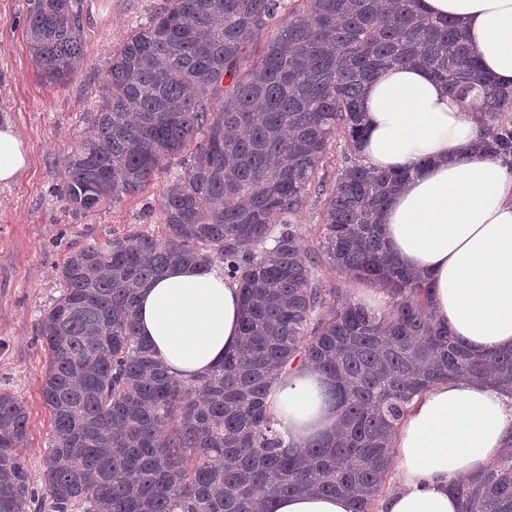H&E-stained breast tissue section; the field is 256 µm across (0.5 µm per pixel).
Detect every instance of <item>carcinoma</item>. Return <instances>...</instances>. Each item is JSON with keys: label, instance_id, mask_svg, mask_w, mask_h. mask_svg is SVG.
<instances>
[{"label": "carcinoma", "instance_id": "obj_1", "mask_svg": "<svg viewBox=\"0 0 512 512\" xmlns=\"http://www.w3.org/2000/svg\"><path fill=\"white\" fill-rule=\"evenodd\" d=\"M82 32V0H27V43L45 82L70 80ZM407 63L463 100L477 93L483 135L470 152L512 157V88L480 77L456 23L423 16L419 0H296L289 11L285 0H166L137 24L112 56L62 193L89 211L141 192L184 153L191 164L171 177L164 237L85 243L59 268L62 294L39 321L55 512H275L277 497L309 491L372 512L391 433L416 394L461 377L512 394V348L471 355L434 320L429 285L389 251L378 214L407 174L357 158L364 85ZM338 135L349 154L326 192L320 254L309 256L292 231H273L303 207ZM321 261L384 289L389 311L313 280ZM173 265H217L242 288L243 346L200 380L169 377L138 336L139 290ZM291 362L334 379L325 399L341 410L332 437L296 451L267 411ZM28 421L25 404L1 392L0 512H28L35 499L19 455ZM452 490L459 512H512V436Z\"/></svg>", "mask_w": 512, "mask_h": 512}]
</instances>
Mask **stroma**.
<instances>
[{
	"label": "stroma",
	"instance_id": "1",
	"mask_svg": "<svg viewBox=\"0 0 512 512\" xmlns=\"http://www.w3.org/2000/svg\"><path fill=\"white\" fill-rule=\"evenodd\" d=\"M165 0H83L84 56L64 86L44 82L25 37L27 0H0V123H11L29 147L27 170L0 187V392L29 412L30 443L20 452L36 492L30 512H53L43 458L50 413L40 395L50 353L38 320L61 294L58 268L72 247L138 231L163 237L162 204L170 174L182 159L155 173L139 194L123 195L83 213L61 194L68 157L86 137L89 115L101 104L114 52L141 19ZM323 195L310 190L288 222L307 253L319 249Z\"/></svg>",
	"mask_w": 512,
	"mask_h": 512
}]
</instances>
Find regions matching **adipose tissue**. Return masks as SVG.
<instances>
[{
  "label": "adipose tissue",
  "instance_id": "ef3b65f1",
  "mask_svg": "<svg viewBox=\"0 0 512 512\" xmlns=\"http://www.w3.org/2000/svg\"><path fill=\"white\" fill-rule=\"evenodd\" d=\"M421 12L454 20L494 83L512 87V0H421ZM359 157L370 169L406 173L378 216L390 251L433 285L437 323L476 356L512 347V165L469 155L482 135L470 101L450 95L415 65L381 70L361 103ZM29 149L0 124V186L27 168ZM237 282L221 271L176 265L141 288L138 333L171 378L206 375L242 343ZM327 378L308 365L284 371L269 399L290 447L331 434L338 412ZM512 435V397L461 378L416 395L391 440L399 488L384 512H459L449 486L494 462ZM276 512H351L344 495L279 497Z\"/></svg>",
  "mask_w": 512,
  "mask_h": 512
}]
</instances>
